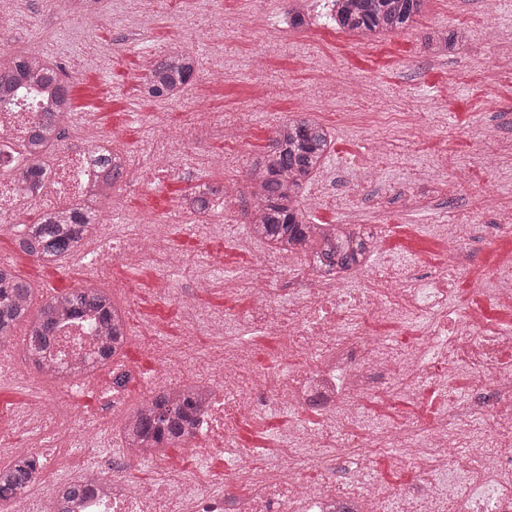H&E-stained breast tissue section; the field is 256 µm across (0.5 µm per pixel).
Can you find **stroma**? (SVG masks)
<instances>
[{"label":"stroma","mask_w":512,"mask_h":512,"mask_svg":"<svg viewBox=\"0 0 512 512\" xmlns=\"http://www.w3.org/2000/svg\"><path fill=\"white\" fill-rule=\"evenodd\" d=\"M114 2L100 0L102 21L87 35L80 19L46 0H21L29 22L13 27L7 47L70 70L74 120L91 116L98 130L126 148L129 171L111 197L97 203L99 223L167 225L170 247L189 259L181 271L155 259L134 267L116 261L102 276L101 287L127 313L134 342L126 365L149 371L166 344L200 355L213 350L210 337L186 335L185 302L216 316L247 315L249 296L225 291L224 282L260 258L239 246L249 233L248 171L285 119L307 117L333 130L323 174L308 187L303 205L321 224L344 223L347 208L360 209L365 230L381 241L375 264L398 262L437 275L448 265V245L432 225L446 215L486 222L491 193L512 208V0H500L495 12L482 9L480 0H425L415 22L377 39L339 32L315 16L293 28L282 0H153L145 17L115 16ZM459 27L469 32L465 41L442 53L426 47L428 32ZM178 46L197 57L186 94L172 102L147 97L143 58ZM401 112L420 113L419 133L395 123ZM493 123L500 130L489 143L481 131ZM445 177L459 182L456 196L442 187ZM204 183L226 188L230 198L226 211L209 216L213 229L206 236L177 212ZM14 236V225L0 223V253L11 254L15 272L36 295L47 283L59 291L82 285L86 270L78 258L34 261L15 252ZM511 265L512 233L480 244L470 271L448 294L449 308L476 317L486 331L512 329V305L477 290L483 278ZM200 267L209 270L213 287H196L192 274ZM247 340L257 368L273 375L287 370L281 337L256 330ZM17 364L18 377L0 388V443L8 448L28 442L16 416L32 386L60 405L45 416L47 427L66 417L65 387L29 371L25 358ZM444 404L425 384L411 400L376 393L364 409L385 425L426 424ZM318 419L317 411L285 405L245 416L237 444L265 456L277 450L288 424L312 426ZM167 459L193 478L220 481L229 473L219 456L191 457L173 448Z\"/></svg>","instance_id":"obj_1"}]
</instances>
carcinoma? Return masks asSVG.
<instances>
[{"mask_svg":"<svg viewBox=\"0 0 512 512\" xmlns=\"http://www.w3.org/2000/svg\"><path fill=\"white\" fill-rule=\"evenodd\" d=\"M424 0H329L325 22L344 31L381 34L409 26L419 15ZM461 30L434 31L427 45L440 53L463 40ZM13 63L0 62V104L8 105L23 91L49 81L61 97L68 98V83L60 79L61 67L34 54H12ZM196 72V56L185 47H175L150 65L143 77L145 92L159 100L180 97ZM68 111L45 112L34 125L32 136L23 146L33 148L39 158L30 165L22 182L36 186L49 173L47 156L63 138L62 128ZM333 143L328 128L306 118L280 123L269 149L256 157L249 170L251 180L252 235L290 256H310L315 269L333 274L336 268L349 269L371 259L368 248L373 241L348 224H318L302 205V194L322 169ZM98 162L107 170L108 186L99 198H108L112 188L125 178L126 157L121 153H102ZM222 191L202 185L191 199V208L204 216L224 207ZM93 209L73 205L61 220L41 216L34 224H23L14 243L17 251L38 261L59 262L81 252L96 229ZM35 295L32 285L16 276L10 265H0V342L13 335L18 326L28 329L27 354L35 356L53 340L57 319L68 313L94 314L104 333L102 355H115L126 336V322L105 289L95 283L70 288L42 298L34 318H29ZM201 397L192 388L163 393L142 403L123 423L125 444L142 447L147 455L165 453L171 446L183 444L193 423V414ZM40 456L31 454L0 466V502L16 501L30 486Z\"/></svg>","mask_w":512,"mask_h":512,"instance_id":"carcinoma-1","label":"carcinoma"}]
</instances>
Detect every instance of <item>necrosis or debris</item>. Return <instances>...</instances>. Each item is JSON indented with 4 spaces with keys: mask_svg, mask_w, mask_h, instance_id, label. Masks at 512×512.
I'll return each mask as SVG.
<instances>
[{
    "mask_svg": "<svg viewBox=\"0 0 512 512\" xmlns=\"http://www.w3.org/2000/svg\"><path fill=\"white\" fill-rule=\"evenodd\" d=\"M62 106L52 87L0 106V220L23 224L28 211L57 213L100 190L102 172L93 151L112 146L108 134L94 135L79 148L57 147L40 188L29 192L17 183L29 161L20 143L28 141L40 113ZM442 229L448 237V266L429 283L409 268L369 265L341 281L323 276L307 261L256 263L241 279L253 298L247 322L287 334L293 361L287 375L271 379L250 369L235 323H203L195 317L189 330L206 324L223 350L201 360L171 352L162 358L158 374L140 376L149 398L166 387L203 389L188 451L230 457L234 477L248 485V493L211 490L160 456L153 459L157 477L152 483H130L127 474L141 461L140 452L126 448L113 459H94L97 433L91 412L85 411L71 415L66 429L35 433L29 446L39 452L68 441L72 431L81 432L92 460L82 474L85 491L66 502L67 512H381L384 494L378 488L353 480L340 487L334 481L337 469H365L377 454L390 455L419 475L396 496L395 512H512V365L501 359L512 350V330L486 334L476 330L469 315L449 309L447 287L469 271L483 227L446 223ZM280 266L288 269L300 297L286 308L273 288L272 275ZM361 313L419 318L424 334L417 345L395 347L356 330L353 321ZM101 345L93 316L66 315L58 319L55 339L40 361L72 376L68 396L78 400L98 387L89 373ZM461 370L469 379L468 400L449 399L447 411L428 427L408 423L380 429L373 441L352 444L362 423L361 403L378 387L410 393L426 379L444 391L449 376ZM314 401L321 408L318 429H289L278 458L261 464L237 447L241 415Z\"/></svg>",
    "mask_w": 512,
    "mask_h": 512,
    "instance_id": "1",
    "label": "necrosis or debris"
}]
</instances>
